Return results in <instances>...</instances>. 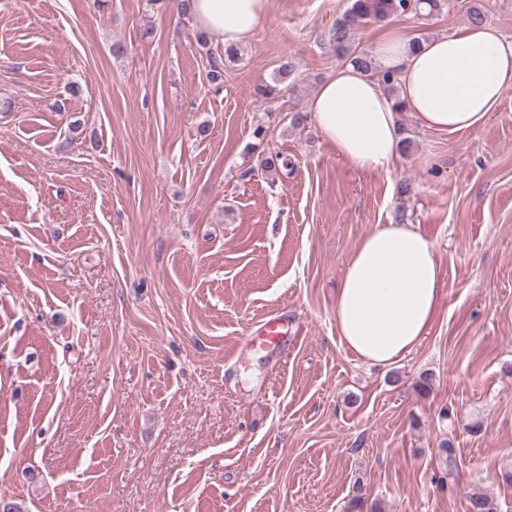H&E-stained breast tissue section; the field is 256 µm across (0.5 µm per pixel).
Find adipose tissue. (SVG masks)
I'll return each mask as SVG.
<instances>
[{"mask_svg":"<svg viewBox=\"0 0 512 512\" xmlns=\"http://www.w3.org/2000/svg\"><path fill=\"white\" fill-rule=\"evenodd\" d=\"M268 0H187L197 28L224 46L255 32ZM373 56L398 79L397 95L352 65L321 83L309 104L314 124L342 158L389 172L399 157L397 102L419 125L451 134L480 127L512 85V41L490 25H467L412 45L386 30ZM441 263L432 240L414 225L379 224L350 255L336 295L337 334L374 366L404 358L428 334L439 305Z\"/></svg>","mask_w":512,"mask_h":512,"instance_id":"ef3b65f1","label":"adipose tissue"}]
</instances>
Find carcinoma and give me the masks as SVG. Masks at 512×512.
I'll list each match as a JSON object with an SVG mask.
<instances>
[{"label": "carcinoma", "mask_w": 512, "mask_h": 512, "mask_svg": "<svg viewBox=\"0 0 512 512\" xmlns=\"http://www.w3.org/2000/svg\"><path fill=\"white\" fill-rule=\"evenodd\" d=\"M445 4V0H350L347 9L336 19L329 30L327 40L336 48V54L355 65L368 75L377 78L392 96L398 95L396 73L381 71L374 63L373 55L358 51L354 47L357 33L371 24L384 23L394 16L405 13H426L428 15L438 12ZM293 60L284 55L281 57L273 83L263 84L256 90V95L264 100H273L282 91V85L294 72ZM258 166L264 171H278L288 168V159L280 153L258 155Z\"/></svg>", "instance_id": "1"}]
</instances>
